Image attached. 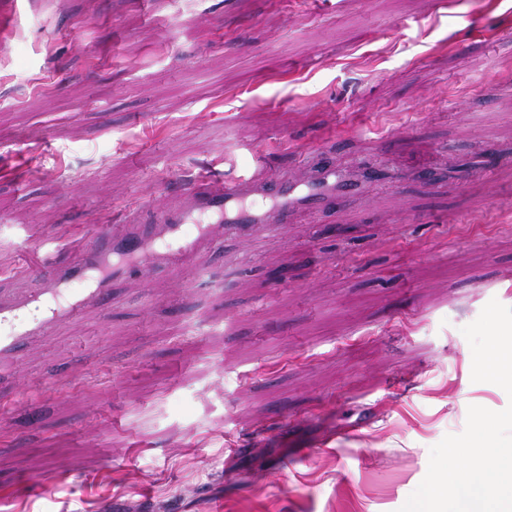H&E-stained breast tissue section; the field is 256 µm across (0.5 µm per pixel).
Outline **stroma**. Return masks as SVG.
I'll use <instances>...</instances> for the list:
<instances>
[{"label": "stroma", "mask_w": 512, "mask_h": 512, "mask_svg": "<svg viewBox=\"0 0 512 512\" xmlns=\"http://www.w3.org/2000/svg\"><path fill=\"white\" fill-rule=\"evenodd\" d=\"M322 149L386 177L117 285L0 380V512H399L469 406L512 403L461 332L512 308V0H0V289Z\"/></svg>", "instance_id": "obj_1"}]
</instances>
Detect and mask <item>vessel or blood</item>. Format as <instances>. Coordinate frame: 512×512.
I'll return each instance as SVG.
<instances>
[{"instance_id":"1","label":"vessel or blood","mask_w":512,"mask_h":512,"mask_svg":"<svg viewBox=\"0 0 512 512\" xmlns=\"http://www.w3.org/2000/svg\"><path fill=\"white\" fill-rule=\"evenodd\" d=\"M363 179L328 160L310 176L269 177L245 169L231 179L200 177L174 202L128 210L98 225L68 262L45 254L29 270L33 288L0 290V362L17 363L49 328L107 313L115 283L162 270L176 280L206 272L226 237L256 236L304 212L317 215L360 195Z\"/></svg>"}]
</instances>
